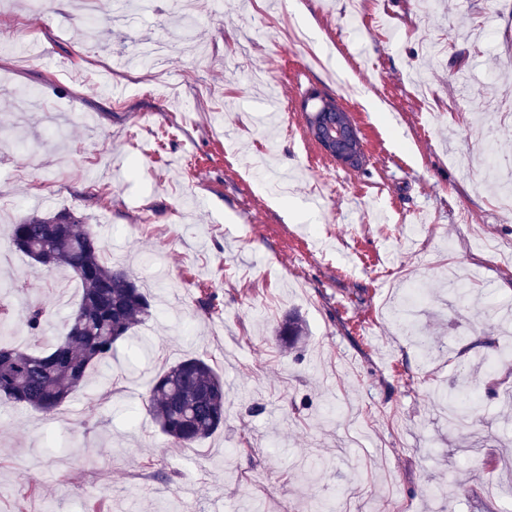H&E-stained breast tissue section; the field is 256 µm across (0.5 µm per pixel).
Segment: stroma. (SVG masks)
I'll return each instance as SVG.
<instances>
[{
	"label": "stroma",
	"mask_w": 512,
	"mask_h": 512,
	"mask_svg": "<svg viewBox=\"0 0 512 512\" xmlns=\"http://www.w3.org/2000/svg\"><path fill=\"white\" fill-rule=\"evenodd\" d=\"M27 2L0 0V36L41 41L23 67L0 56V132L23 128L0 161V276L27 286L0 293L8 340L28 347L23 306L42 303L50 347L82 295L12 248L28 216L72 212L105 263L155 281L151 318L57 415L0 400V512H512V473L481 467L512 453V367L485 366L512 311L494 249L512 246V0H186L194 24L168 0H97L94 33L79 0H43L27 29ZM286 25L309 49L284 50ZM159 37L165 84L117 100L112 72L62 73L83 49L140 75ZM311 91L354 119L362 169L308 165ZM415 286L410 333L392 311ZM189 355L224 378V427L181 448L145 402ZM468 378L497 391L463 437L434 399ZM304 326L302 319L297 314H288L279 324L276 330V336L282 341L288 343V347L298 344L303 338Z\"/></svg>",
	"instance_id": "obj_1"
}]
</instances>
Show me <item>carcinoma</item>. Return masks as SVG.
Masks as SVG:
<instances>
[{
    "instance_id": "obj_1",
    "label": "carcinoma",
    "mask_w": 512,
    "mask_h": 512,
    "mask_svg": "<svg viewBox=\"0 0 512 512\" xmlns=\"http://www.w3.org/2000/svg\"><path fill=\"white\" fill-rule=\"evenodd\" d=\"M11 241L32 261L73 273L82 288L63 339L49 350L33 354L0 342V399L53 416L114 345L151 317L152 305L135 278L102 260L97 234L67 211L12 225ZM26 315L30 333L39 334L46 308L30 305ZM303 333L302 319L292 313L276 330L290 347ZM147 410L175 445L190 448L224 427V380L204 358L184 357L153 380Z\"/></svg>"
}]
</instances>
